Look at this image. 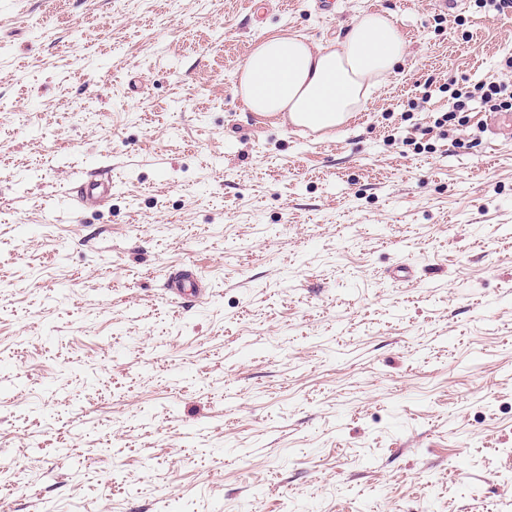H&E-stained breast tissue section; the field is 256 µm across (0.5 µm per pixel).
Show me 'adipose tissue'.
Masks as SVG:
<instances>
[{
  "instance_id": "ef3b65f1",
  "label": "adipose tissue",
  "mask_w": 512,
  "mask_h": 512,
  "mask_svg": "<svg viewBox=\"0 0 512 512\" xmlns=\"http://www.w3.org/2000/svg\"><path fill=\"white\" fill-rule=\"evenodd\" d=\"M407 54L389 13L358 17L343 40L326 46L298 35L258 44L239 75L246 108L315 133L344 126Z\"/></svg>"
}]
</instances>
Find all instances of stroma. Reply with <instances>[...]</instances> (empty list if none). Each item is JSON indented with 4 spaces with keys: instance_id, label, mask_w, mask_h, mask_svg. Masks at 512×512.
<instances>
[{
    "instance_id": "obj_1",
    "label": "stroma",
    "mask_w": 512,
    "mask_h": 512,
    "mask_svg": "<svg viewBox=\"0 0 512 512\" xmlns=\"http://www.w3.org/2000/svg\"><path fill=\"white\" fill-rule=\"evenodd\" d=\"M367 11L339 134L248 112ZM510 54L476 0H0V512H512V141L439 122ZM407 55L389 13L358 17L342 41L310 44L298 35L258 44L239 75L246 108L322 135L344 126ZM67 194L78 210L102 206L112 197V175L104 178H77L70 183Z\"/></svg>"
}]
</instances>
